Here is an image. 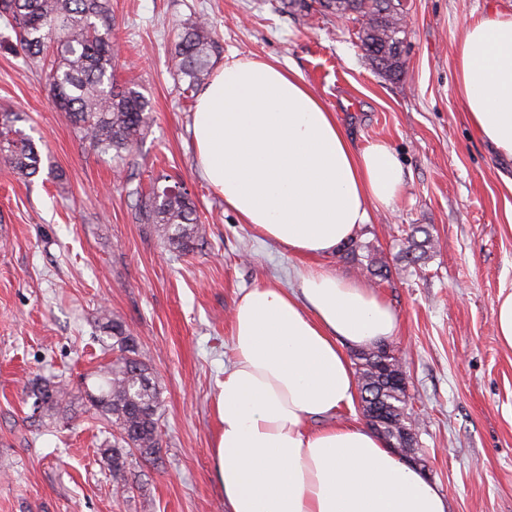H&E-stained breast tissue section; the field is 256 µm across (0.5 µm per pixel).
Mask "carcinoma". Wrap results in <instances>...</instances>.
Here are the masks:
<instances>
[{
    "instance_id": "cac0c4a2",
    "label": "carcinoma",
    "mask_w": 512,
    "mask_h": 512,
    "mask_svg": "<svg viewBox=\"0 0 512 512\" xmlns=\"http://www.w3.org/2000/svg\"><path fill=\"white\" fill-rule=\"evenodd\" d=\"M398 0H323L324 10L338 17L354 18L360 24L359 39L364 55L378 68L396 74L403 68L405 33L403 11ZM0 18L14 30L25 56L38 63L48 49L59 43L51 61L50 89L57 107L66 113L82 139L100 155L123 161L144 137L150 125L148 101L132 86L119 85L113 75L114 48L109 0H0ZM219 53L212 25L197 19L186 27L175 43L174 72L192 91L204 80L210 60ZM19 116L0 115V156L15 172L29 179L41 170V155L31 140L15 128ZM134 218L153 224L157 235L173 252L190 248L201 227L194 202L182 188L148 194L135 188ZM404 257L416 263L426 255L430 240L407 238ZM101 328L112 339L118 356L94 373L95 390L85 391L95 418L112 424L113 441L101 449L102 458L121 481L127 458L136 450L143 457L161 448V389L143 359L139 344L125 324L109 314H100ZM379 356L373 348L359 353L357 363L361 399L382 398L391 409V419L381 426L386 440L414 429L407 388L388 389L373 371ZM35 405L48 399L64 401L70 393L44 381L34 385Z\"/></svg>"
}]
</instances>
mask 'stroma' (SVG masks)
<instances>
[{
	"instance_id": "1",
	"label": "stroma",
	"mask_w": 512,
	"mask_h": 512,
	"mask_svg": "<svg viewBox=\"0 0 512 512\" xmlns=\"http://www.w3.org/2000/svg\"><path fill=\"white\" fill-rule=\"evenodd\" d=\"M110 0L118 84L150 103L153 122L116 172L57 111L41 66L0 47V113L41 153L23 179L0 158V512H224L212 448L218 385L233 359L231 314L257 286L297 285L309 259L258 236L200 177L185 97L168 60L184 22H213L212 68L266 59L299 71L356 144L384 139L404 189L356 235L389 269L371 284L398 318L389 343L408 377L419 469L448 512H512V349L494 330L512 290V158L473 131L457 90L455 47L467 22L512 14V0H407L405 66L383 74L359 25L309 0ZM179 185L203 238L168 251L135 223L128 192ZM431 239L402 256L407 230ZM124 322L162 388V448L129 457L119 492L99 448L106 428L87 400L33 409L48 379L77 386L112 362L99 316Z\"/></svg>"
}]
</instances>
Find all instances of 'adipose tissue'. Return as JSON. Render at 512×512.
<instances>
[{
	"label": "adipose tissue",
	"instance_id": "ef3b65f1",
	"mask_svg": "<svg viewBox=\"0 0 512 512\" xmlns=\"http://www.w3.org/2000/svg\"><path fill=\"white\" fill-rule=\"evenodd\" d=\"M456 59L473 130L512 158V15L471 23ZM192 134L198 173L225 207L295 255L335 253L403 186L388 142L356 148L303 75L272 62L221 67L196 96ZM396 331L378 291L331 269H302L291 292L243 294L212 448L224 512H448L372 427L336 418L357 392L347 349Z\"/></svg>",
	"mask_w": 512,
	"mask_h": 512
}]
</instances>
